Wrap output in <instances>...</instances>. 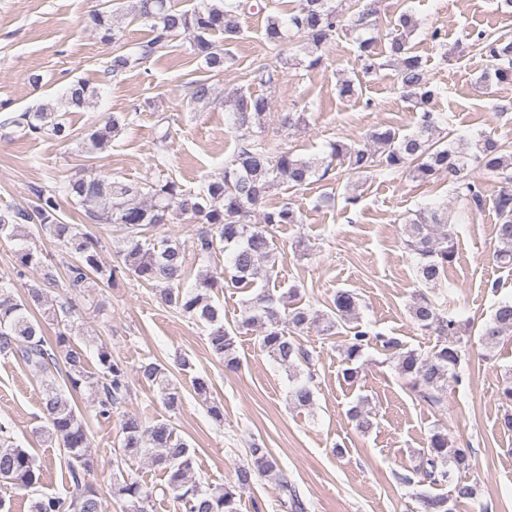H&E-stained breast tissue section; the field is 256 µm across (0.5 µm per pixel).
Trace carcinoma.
Returning a JSON list of instances; mask_svg holds the SVG:
<instances>
[{
  "mask_svg": "<svg viewBox=\"0 0 512 512\" xmlns=\"http://www.w3.org/2000/svg\"><path fill=\"white\" fill-rule=\"evenodd\" d=\"M241 4L225 0H202L191 11H179L170 0H130L129 13L150 24L156 32L154 43L181 32L193 36V54L201 58L211 73L224 72L227 58L224 49L212 40L215 34L229 38L239 33L233 13ZM342 22L334 0H301L299 8L288 18V24L278 19L268 22L265 35L269 44L277 47L290 34L306 40L308 53L314 55L308 67L317 66L321 50ZM92 23L108 42L119 39L112 13V0L92 15ZM402 32L390 42V53L396 67L397 82L405 99L423 107L436 97L440 88L432 84L420 57L412 52L407 33L416 26L410 14L399 17ZM473 46L494 63V79L512 84V41L507 37L479 32ZM359 60L366 74L376 70L375 40L360 42ZM152 53L148 44L140 52L119 55L108 65L114 77L140 64ZM277 68L261 63L253 70V80L270 85L278 80ZM99 97V89L88 82L72 84L64 95L40 104L35 110L19 114L7 124L20 129L24 136L48 132L59 141L73 139L74 130L66 114L88 108ZM191 100L197 104L214 102L209 82H196ZM269 100L262 94L235 93L233 126L240 132L242 145L224 166V176L194 192L183 188L173 176H158L143 181L123 183L102 172L74 177L62 186L66 196L82 207L85 216L96 224L116 227L123 246L115 252L116 265L104 269L98 252V240L85 233L79 224L63 222L57 191L40 189L37 201L29 210L0 214V240L14 241L28 237L27 224H36L41 232L65 249V287L76 296H86L98 287L94 276L111 281L122 272L136 281L154 288L163 305L207 329V344L213 355L224 361L230 371L238 369L235 336L242 330L260 328L258 344L280 364L287 367L298 363L312 366L313 356L297 339L295 333L317 327L327 334L348 328L343 349L342 370L346 382H357L358 361L369 343L376 340L383 350L397 359L399 373L408 380L419 401L442 411L446 408V392L451 383L462 382L459 371L462 348L460 322L443 310V304L418 293L409 306V314L422 330L440 337L438 344L425 354L415 350L401 351L394 337L372 336L368 326L356 316V294L338 290L329 314L313 315L296 307L281 312L290 299L288 294L275 296L262 274V263L275 258V233L284 224L302 223L301 212L289 203L269 209L266 197L279 183L303 187L316 177L323 180L340 167L351 174H373L379 170L408 171L421 182L440 176L448 178L458 198L472 211L484 207L480 183L469 178L466 171L472 165L496 175L501 189L492 200L497 215L493 258L503 268H512V153L503 152L502 145L489 136L460 142L454 146L436 140L434 132L442 117L425 110L418 131L411 136H399L387 128L376 130L361 144L340 140L329 143L322 159H304L288 151L273 153L267 143L254 139L251 129L265 124ZM123 119L112 115L102 125L91 127L82 138L83 151L89 155L103 151L119 132ZM196 220L210 226L198 234L192 249L195 256L210 259L216 250L228 255V264L221 271L210 269L196 275L194 286L183 287L188 276L186 247L179 241L158 233L173 217ZM404 244L417 258L416 276L422 286L442 285L448 267L455 260L454 225L448 209L424 208L408 220L403 228ZM16 277H25L29 270H38L41 281L26 286L24 294L15 298L0 284V356L13 357L29 368L42 384L41 404L47 421L43 434L58 442L67 457L68 476L72 486L66 497L38 490L42 471L35 458L24 448L8 441L7 427L0 424V488L23 489L32 494L30 512H102L103 497L87 480L94 468L88 454L89 438L81 418L75 412L71 396L84 389L96 398L97 413L104 419L121 414L123 438L112 462L113 498L123 502L124 512H149L154 490L141 482L137 475L124 468L132 458L147 457L151 465L166 474L163 494L172 498L176 512H240L243 493L259 480L278 487L280 504L289 512H304L305 506L297 491L280 469L269 449L258 444L249 448L246 460L239 465L234 477L223 485L204 486L190 476L192 450L169 423L149 424L138 415L124 410L131 396V378L127 365L112 355L111 348L100 343L96 348L98 371L88 370L84 349L74 341V309L61 304L48 305L45 287L57 282L54 267L44 260L42 250L30 246L15 252ZM258 288L248 301V311L234 329L224 326V312L212 303L216 288ZM42 309L43 319L33 316V309ZM55 325L54 339L44 334L43 320ZM512 331V299L498 302L491 318L483 325L479 340L487 349L494 348ZM65 368L64 385L55 383L54 371ZM138 378L157 389L170 410L178 408L180 394L167 370L156 361H143L137 368ZM313 374L296 384L290 391V401L296 407L313 405ZM498 400L505 411L500 419L503 430L512 431V375L498 387ZM355 427L362 433L372 427L368 413L356 405L349 410ZM472 469L471 450L455 446L448 429L436 426L431 430L427 448L420 453L419 464L401 480L406 484L447 485L445 494L421 497L422 512H453V507L476 498L477 483L462 476Z\"/></svg>",
  "mask_w": 512,
  "mask_h": 512,
  "instance_id": "carcinoma-1",
  "label": "carcinoma"
}]
</instances>
